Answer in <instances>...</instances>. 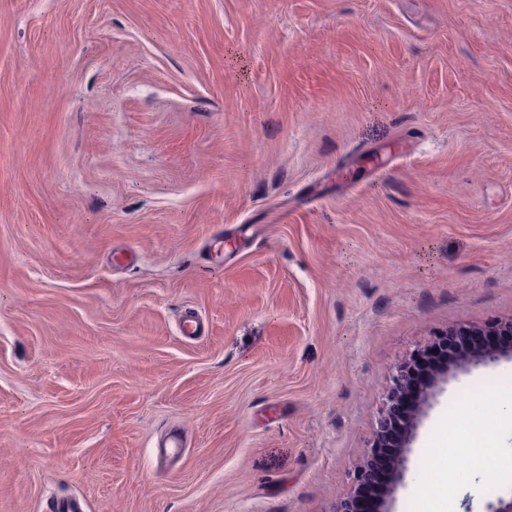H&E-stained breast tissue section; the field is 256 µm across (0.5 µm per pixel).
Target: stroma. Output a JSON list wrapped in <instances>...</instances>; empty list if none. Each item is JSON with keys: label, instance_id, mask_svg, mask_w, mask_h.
<instances>
[{"label": "stroma", "instance_id": "35a3bbf8", "mask_svg": "<svg viewBox=\"0 0 512 512\" xmlns=\"http://www.w3.org/2000/svg\"><path fill=\"white\" fill-rule=\"evenodd\" d=\"M510 318L512 0H0V512H333L396 367ZM493 378L390 512L512 496ZM439 455L445 458H439V463L432 466L431 473L439 496L447 499L460 481L462 469L448 465V448H442Z\"/></svg>", "mask_w": 512, "mask_h": 512}]
</instances>
